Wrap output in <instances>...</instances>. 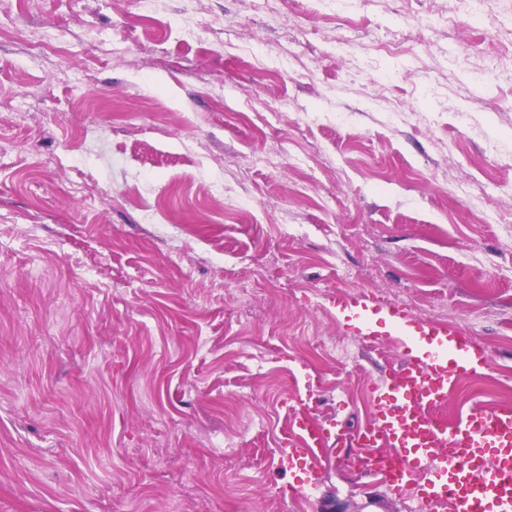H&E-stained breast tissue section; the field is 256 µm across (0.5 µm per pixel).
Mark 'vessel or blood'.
<instances>
[{
  "label": "vessel or blood",
  "mask_w": 512,
  "mask_h": 512,
  "mask_svg": "<svg viewBox=\"0 0 512 512\" xmlns=\"http://www.w3.org/2000/svg\"><path fill=\"white\" fill-rule=\"evenodd\" d=\"M339 312L355 316L356 332L374 336V324L397 325L405 352L397 368L372 391L375 411L363 427L332 432L315 419L318 378L299 370L303 384L281 440L279 464L298 470L290 498L308 497L331 444L361 449L359 465L390 493L419 505L450 504L454 512H512V407H470L454 424L438 415L449 390L476 372L474 343L461 330L414 319L403 307L384 305L368 293L337 294Z\"/></svg>",
  "instance_id": "obj_1"
}]
</instances>
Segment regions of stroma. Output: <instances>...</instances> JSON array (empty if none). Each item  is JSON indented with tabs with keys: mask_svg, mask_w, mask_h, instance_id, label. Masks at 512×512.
<instances>
[{
	"mask_svg": "<svg viewBox=\"0 0 512 512\" xmlns=\"http://www.w3.org/2000/svg\"><path fill=\"white\" fill-rule=\"evenodd\" d=\"M134 12L0 15V512H420L354 448L290 499L280 437L300 367L341 432L401 357L346 292L472 336L448 421L512 406V0Z\"/></svg>",
	"mask_w": 512,
	"mask_h": 512,
	"instance_id": "obj_1",
	"label": "stroma"
}]
</instances>
